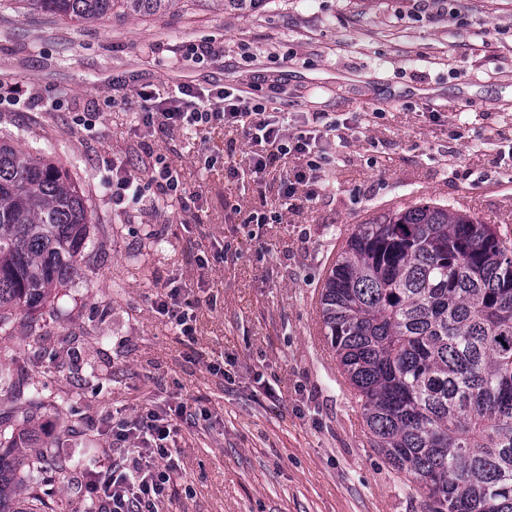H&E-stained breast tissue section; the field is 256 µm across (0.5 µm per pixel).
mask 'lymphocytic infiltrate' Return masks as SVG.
<instances>
[{
	"label": "lymphocytic infiltrate",
	"mask_w": 512,
	"mask_h": 512,
	"mask_svg": "<svg viewBox=\"0 0 512 512\" xmlns=\"http://www.w3.org/2000/svg\"><path fill=\"white\" fill-rule=\"evenodd\" d=\"M136 95L143 103L139 121L147 127L173 131L184 127L204 130L217 124L244 125L255 146L249 164L250 178H258L284 156L303 158L304 166L283 182V195L288 200H296L300 186L317 181L326 161L317 149L316 129L298 128L296 116L270 109L267 100L251 92L226 85L201 92L182 84L159 102L144 88L138 89ZM154 188L179 201L185 198L178 171L161 155L150 163L146 176L119 177L112 202L119 205L126 195L139 198ZM171 432L169 419L147 415L128 430L142 443L137 458H111L104 469L82 475L81 485L95 504L94 512H156L173 468L171 452L164 445Z\"/></svg>",
	"instance_id": "lymphocytic-infiltrate-1"
}]
</instances>
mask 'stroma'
<instances>
[{"instance_id": "stroma-1", "label": "stroma", "mask_w": 512, "mask_h": 512, "mask_svg": "<svg viewBox=\"0 0 512 512\" xmlns=\"http://www.w3.org/2000/svg\"><path fill=\"white\" fill-rule=\"evenodd\" d=\"M205 43L216 52L200 63L191 49ZM178 84H231L336 121L316 198L284 206L293 157L258 185L205 169L212 153L245 161L243 127L139 124L133 89L163 98ZM0 137L49 146L92 215L64 311L18 315L0 361L18 388L66 392L91 368L107 378L86 384L80 418L17 408L5 392V419L30 421L62 456L133 458L121 422L186 405L158 512H423L373 446L321 334L319 293L354 225L395 202L512 228V0H262L243 17L188 0L160 19L103 24L13 4L0 9ZM157 154L179 170L190 210L153 192L114 205L113 167L140 173ZM256 211L280 218L248 223ZM170 283L199 304L193 341L158 312ZM34 326L50 348L70 337L55 365L30 351Z\"/></svg>"}]
</instances>
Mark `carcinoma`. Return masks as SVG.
I'll return each instance as SVG.
<instances>
[{"label":"carcinoma","mask_w":512,"mask_h":512,"mask_svg":"<svg viewBox=\"0 0 512 512\" xmlns=\"http://www.w3.org/2000/svg\"><path fill=\"white\" fill-rule=\"evenodd\" d=\"M82 23L176 11L183 0H24ZM260 0H210L245 13ZM90 212L61 164L0 139V335L80 274ZM321 332L375 447L425 512H512V231L432 201L357 224L326 272ZM27 402L68 417L83 393ZM0 417V512H47L50 478L90 470Z\"/></svg>","instance_id":"1"}]
</instances>
